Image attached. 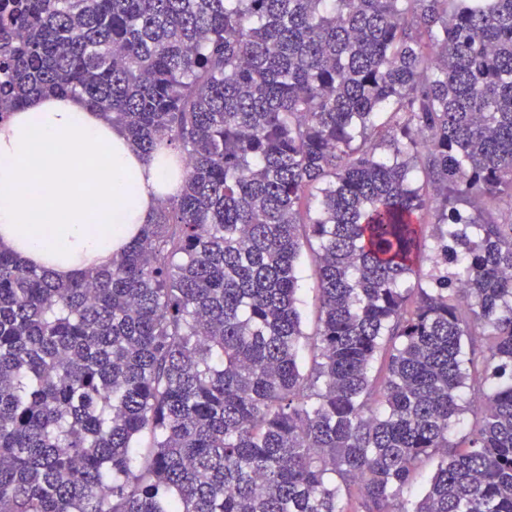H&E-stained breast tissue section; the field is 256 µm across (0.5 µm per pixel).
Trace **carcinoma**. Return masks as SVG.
Returning a JSON list of instances; mask_svg holds the SVG:
<instances>
[{"label": "carcinoma", "mask_w": 512, "mask_h": 512, "mask_svg": "<svg viewBox=\"0 0 512 512\" xmlns=\"http://www.w3.org/2000/svg\"><path fill=\"white\" fill-rule=\"evenodd\" d=\"M16 2L0 123L182 186L110 268L0 247V512H512V0ZM301 263V290L299 292V299L306 318V330L313 332L317 325L319 301L317 291L315 290V279L308 251L307 255L302 257Z\"/></svg>", "instance_id": "cac0c4a2"}]
</instances>
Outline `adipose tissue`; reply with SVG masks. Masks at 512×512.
Here are the masks:
<instances>
[{
	"label": "adipose tissue",
	"instance_id": "adipose-tissue-1",
	"mask_svg": "<svg viewBox=\"0 0 512 512\" xmlns=\"http://www.w3.org/2000/svg\"><path fill=\"white\" fill-rule=\"evenodd\" d=\"M77 95L30 97L0 124V246L70 280L111 266L179 183Z\"/></svg>",
	"mask_w": 512,
	"mask_h": 512
}]
</instances>
